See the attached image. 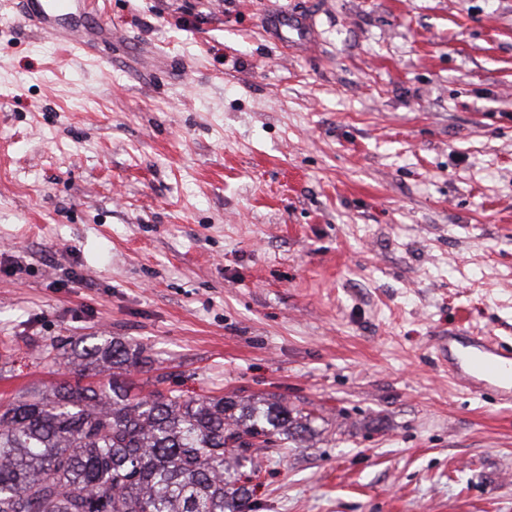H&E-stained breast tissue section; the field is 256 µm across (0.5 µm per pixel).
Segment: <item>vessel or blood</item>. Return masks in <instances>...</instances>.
<instances>
[{"label":"vessel or blood","instance_id":"obj_1","mask_svg":"<svg viewBox=\"0 0 512 512\" xmlns=\"http://www.w3.org/2000/svg\"><path fill=\"white\" fill-rule=\"evenodd\" d=\"M24 18L58 40L84 47L90 0H24ZM281 37L289 45H310L306 21L297 16L278 17ZM448 374L472 393L494 392L500 403L512 404V347L490 336L461 328L448 339Z\"/></svg>","mask_w":512,"mask_h":512}]
</instances>
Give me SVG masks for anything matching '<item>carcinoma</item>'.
I'll return each mask as SVG.
<instances>
[{
  "instance_id": "cac0c4a2",
  "label": "carcinoma",
  "mask_w": 512,
  "mask_h": 512,
  "mask_svg": "<svg viewBox=\"0 0 512 512\" xmlns=\"http://www.w3.org/2000/svg\"><path fill=\"white\" fill-rule=\"evenodd\" d=\"M83 377L52 395L0 402V512H251L227 458L308 431L287 406L231 396L185 398L174 390L131 393L123 376L147 363V348L111 336L54 345Z\"/></svg>"
}]
</instances>
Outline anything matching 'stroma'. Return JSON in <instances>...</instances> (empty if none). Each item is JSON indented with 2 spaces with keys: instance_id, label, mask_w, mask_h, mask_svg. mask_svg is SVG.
<instances>
[{
  "instance_id": "obj_1",
  "label": "stroma",
  "mask_w": 512,
  "mask_h": 512,
  "mask_svg": "<svg viewBox=\"0 0 512 512\" xmlns=\"http://www.w3.org/2000/svg\"><path fill=\"white\" fill-rule=\"evenodd\" d=\"M93 2L76 56L0 0V399L103 333L310 414L255 512H512V406L443 355L512 346V0ZM278 23L279 34L290 46L306 50L310 46L309 29L306 21L297 16H270Z\"/></svg>"
}]
</instances>
